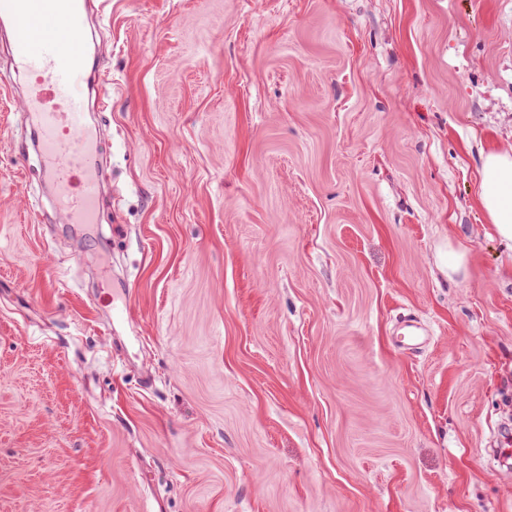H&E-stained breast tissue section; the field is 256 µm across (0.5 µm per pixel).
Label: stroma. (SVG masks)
Returning a JSON list of instances; mask_svg holds the SVG:
<instances>
[{"instance_id":"35a3bbf8","label":"stroma","mask_w":512,"mask_h":512,"mask_svg":"<svg viewBox=\"0 0 512 512\" xmlns=\"http://www.w3.org/2000/svg\"><path fill=\"white\" fill-rule=\"evenodd\" d=\"M97 32L100 224L60 223L0 93V512H512L478 204L512 0H107Z\"/></svg>"}]
</instances>
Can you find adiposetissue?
<instances>
[{"mask_svg":"<svg viewBox=\"0 0 512 512\" xmlns=\"http://www.w3.org/2000/svg\"><path fill=\"white\" fill-rule=\"evenodd\" d=\"M479 204L496 236L512 246V148L482 154Z\"/></svg>","mask_w":512,"mask_h":512,"instance_id":"1","label":"adipose tissue"}]
</instances>
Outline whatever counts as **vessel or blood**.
Wrapping results in <instances>:
<instances>
[{"instance_id": "vessel-or-blood-1", "label": "vessel or blood", "mask_w": 512, "mask_h": 512, "mask_svg": "<svg viewBox=\"0 0 512 512\" xmlns=\"http://www.w3.org/2000/svg\"><path fill=\"white\" fill-rule=\"evenodd\" d=\"M92 0H0L12 29L9 71L27 78L20 110L34 120L42 176L66 223L94 224L103 182L100 144L87 123L90 103L110 107L102 75L76 45L88 33Z\"/></svg>"}]
</instances>
